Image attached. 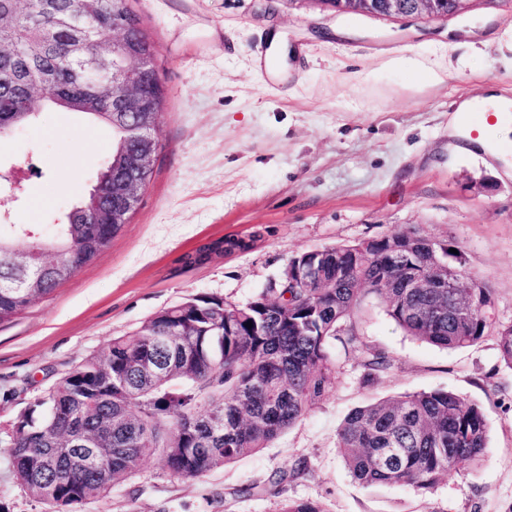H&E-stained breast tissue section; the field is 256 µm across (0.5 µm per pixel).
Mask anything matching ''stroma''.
I'll return each instance as SVG.
<instances>
[{
    "instance_id": "1",
    "label": "stroma",
    "mask_w": 512,
    "mask_h": 512,
    "mask_svg": "<svg viewBox=\"0 0 512 512\" xmlns=\"http://www.w3.org/2000/svg\"><path fill=\"white\" fill-rule=\"evenodd\" d=\"M155 44L163 89L159 149L141 203L105 251L44 298L0 323V512H50L15 478L11 425L29 402L112 338L200 295L245 303L300 253L419 225L454 243L512 325V176L448 136L460 101L512 98V0H472L444 18L339 13L291 0H130ZM112 146L106 127L45 112L0 137V167L26 172L8 220L54 231L94 184ZM225 236L244 251L194 267L180 257ZM364 347L390 369L364 382L358 350L336 352L331 390L267 447L203 478L151 457L136 478L77 512H512V369L495 336L443 349L414 340L368 297ZM445 389L478 404L488 456L433 490L365 486L337 448L357 407ZM306 462L279 493L225 500Z\"/></svg>"
}]
</instances>
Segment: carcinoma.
<instances>
[{
	"mask_svg": "<svg viewBox=\"0 0 512 512\" xmlns=\"http://www.w3.org/2000/svg\"><path fill=\"white\" fill-rule=\"evenodd\" d=\"M42 23L23 22L0 29V42H22L27 53L0 57V125L14 122L35 104L39 88L32 75L46 79L47 98L37 112L65 111L95 118L97 87L83 67L106 56L112 66V17L137 26L141 52L154 45L132 12L129 0H44ZM92 19L81 30L66 22ZM141 112L108 116L112 150L101 170L97 195H85L55 225L50 236L30 224H0V322L21 313L64 281L54 265L77 272L107 248L118 224H94L90 215L112 208V169L145 188L151 174L134 167L137 145L126 140ZM223 241L182 255L196 265L221 249ZM322 254L318 273L307 282L270 280L245 304L197 297L156 312L135 333L113 338L99 354L60 377L43 398L14 422L10 457L16 479L52 512H75L84 500L109 494L112 487L140 474L158 454L168 472L201 478L241 456L265 448L300 420L309 406L332 388L333 349L362 346L359 320L372 294L409 336L442 348H460L496 335L500 357L512 370V326H497L491 290L467 277L461 254L448 242H430L418 226ZM38 264L46 253L54 262L42 269L35 287L22 285L16 255ZM459 287H446L447 279ZM252 327H246L247 323ZM152 358L163 375H144ZM389 356L363 351L366 380L386 372ZM97 435L93 459L78 446ZM489 427L483 410L448 390L406 393L355 409L337 433L339 451L353 477L364 485H404L434 489L458 463H481ZM64 450L67 458L53 472L44 456ZM306 470L303 462L271 474L263 484L226 492L232 498L275 494ZM279 512H323L312 501H285Z\"/></svg>",
	"mask_w": 512,
	"mask_h": 512,
	"instance_id": "cac0c4a2",
	"label": "carcinoma"
}]
</instances>
